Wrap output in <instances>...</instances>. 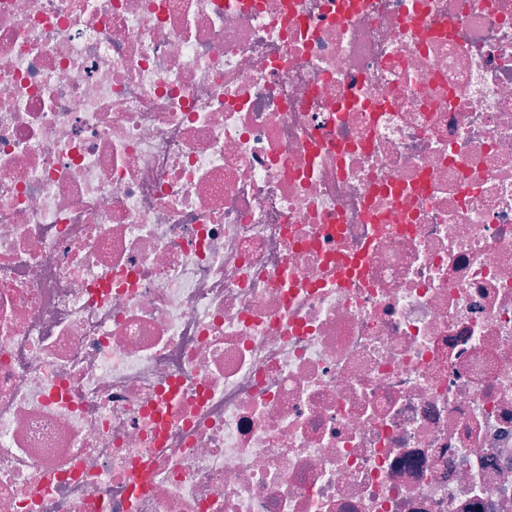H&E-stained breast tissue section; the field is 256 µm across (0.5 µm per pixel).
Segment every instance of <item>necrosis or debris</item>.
Returning a JSON list of instances; mask_svg holds the SVG:
<instances>
[{"mask_svg": "<svg viewBox=\"0 0 512 512\" xmlns=\"http://www.w3.org/2000/svg\"><path fill=\"white\" fill-rule=\"evenodd\" d=\"M0 512H512V0H0Z\"/></svg>", "mask_w": 512, "mask_h": 512, "instance_id": "1", "label": "necrosis or debris"}]
</instances>
